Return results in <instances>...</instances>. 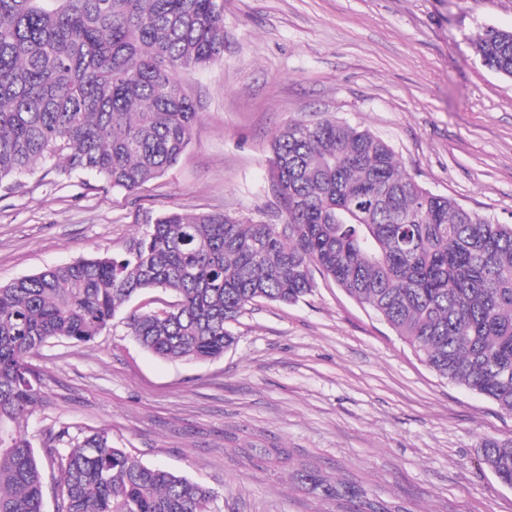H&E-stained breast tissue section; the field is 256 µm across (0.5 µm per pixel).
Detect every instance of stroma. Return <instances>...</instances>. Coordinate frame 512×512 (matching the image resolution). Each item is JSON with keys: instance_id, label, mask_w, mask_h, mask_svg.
I'll use <instances>...</instances> for the list:
<instances>
[{"instance_id": "35a3bbf8", "label": "stroma", "mask_w": 512, "mask_h": 512, "mask_svg": "<svg viewBox=\"0 0 512 512\" xmlns=\"http://www.w3.org/2000/svg\"><path fill=\"white\" fill-rule=\"evenodd\" d=\"M489 27L512 31V0H224L223 59L179 73L199 117L178 163L130 193L28 177L0 198V284L122 253L169 210L280 223L271 139L320 117L368 129L419 185L512 224V78L472 47ZM314 281L297 303L248 306L216 359L169 361L134 341L127 318L160 289L93 345L51 341L33 360L50 402L30 434L108 429L144 464L210 488L211 512H353L301 484L302 468L396 512H512V487L480 455L485 438L512 440V414L439 377L332 279Z\"/></svg>"}]
</instances>
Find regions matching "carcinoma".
Here are the masks:
<instances>
[{"label":"carcinoma","mask_w":512,"mask_h":512,"mask_svg":"<svg viewBox=\"0 0 512 512\" xmlns=\"http://www.w3.org/2000/svg\"><path fill=\"white\" fill-rule=\"evenodd\" d=\"M473 45L512 77V31L486 28ZM223 55V0H0V190H21L39 166L128 192L162 175L198 117L178 71ZM270 150L280 224L168 211L120 255L0 284V512H45L32 358L52 339L92 344L150 289L173 300L131 314V336L158 357L201 361L233 347L229 326L246 306L309 294L316 267L435 373L512 414V225L415 184L357 125L292 123ZM44 445L60 473L57 512H210L212 491L130 457L104 429L62 426ZM481 454L512 486V441L489 438ZM301 480L356 512H385L354 484Z\"/></svg>","instance_id":"cac0c4a2"}]
</instances>
